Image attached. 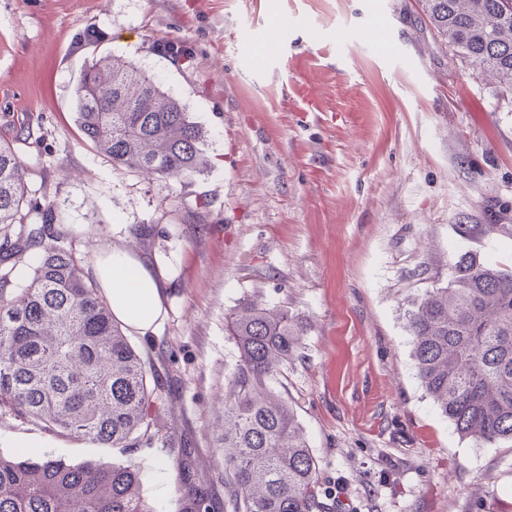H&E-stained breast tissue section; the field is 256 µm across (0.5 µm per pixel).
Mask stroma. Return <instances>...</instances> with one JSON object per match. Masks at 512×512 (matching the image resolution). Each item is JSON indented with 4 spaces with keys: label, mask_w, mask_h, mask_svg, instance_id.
<instances>
[{
    "label": "stroma",
    "mask_w": 512,
    "mask_h": 512,
    "mask_svg": "<svg viewBox=\"0 0 512 512\" xmlns=\"http://www.w3.org/2000/svg\"><path fill=\"white\" fill-rule=\"evenodd\" d=\"M118 54L159 78L207 131L210 168L148 179L84 139L75 88ZM66 245L93 268L119 245L167 273L156 333L130 334L161 385L163 436L192 450L224 505L225 316L258 295L306 327L274 388L319 461L331 512H512V441L456 433L425 394L401 305L447 285L465 253L512 266V90L442 44L419 0H0V140ZM142 474L156 512L178 476L0 412L23 443Z\"/></svg>",
    "instance_id": "35a3bbf8"
}]
</instances>
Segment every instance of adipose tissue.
I'll return each mask as SVG.
<instances>
[{
	"mask_svg": "<svg viewBox=\"0 0 512 512\" xmlns=\"http://www.w3.org/2000/svg\"><path fill=\"white\" fill-rule=\"evenodd\" d=\"M93 275L115 319L143 336L155 332L165 312L162 267L116 246L97 258Z\"/></svg>",
	"mask_w": 512,
	"mask_h": 512,
	"instance_id": "adipose-tissue-1",
	"label": "adipose tissue"
}]
</instances>
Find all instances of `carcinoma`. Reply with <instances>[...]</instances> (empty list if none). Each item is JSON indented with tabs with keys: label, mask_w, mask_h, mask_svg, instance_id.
Returning a JSON list of instances; mask_svg holds the SVG:
<instances>
[{
	"label": "carcinoma",
	"mask_w": 512,
	"mask_h": 512,
	"mask_svg": "<svg viewBox=\"0 0 512 512\" xmlns=\"http://www.w3.org/2000/svg\"><path fill=\"white\" fill-rule=\"evenodd\" d=\"M455 55L512 90V0H421ZM75 121L110 158L151 178L190 177L209 160L207 132L161 82L114 56L87 68L75 90ZM27 168L0 141V409L44 430L105 448H157L177 470L182 512H214L196 483L191 452L159 435L158 382L134 348L82 258L63 244L55 205L29 198ZM39 216L29 222L31 213ZM416 376L462 437L512 440V268L461 256L448 284L406 298ZM238 360L225 386V499L232 512H327L318 462L288 400L272 386L305 327L256 297L226 316ZM140 471L122 463L70 464L30 453L0 454V512H155Z\"/></svg>",
	"instance_id": "carcinoma-1"
}]
</instances>
